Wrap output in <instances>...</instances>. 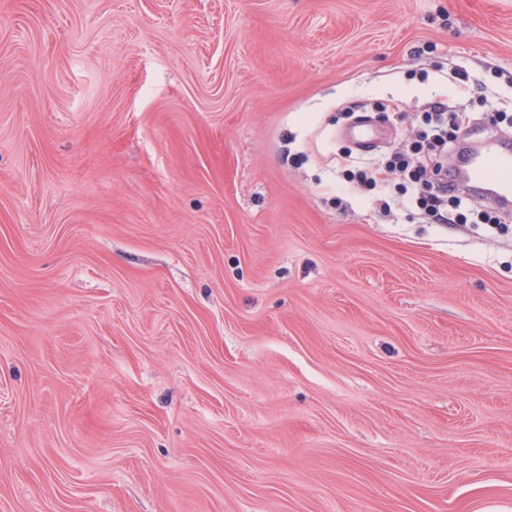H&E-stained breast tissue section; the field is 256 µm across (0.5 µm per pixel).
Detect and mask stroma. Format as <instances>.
<instances>
[{
    "label": "stroma",
    "mask_w": 512,
    "mask_h": 512,
    "mask_svg": "<svg viewBox=\"0 0 512 512\" xmlns=\"http://www.w3.org/2000/svg\"><path fill=\"white\" fill-rule=\"evenodd\" d=\"M434 101L512 0H0V512H512V218L337 163Z\"/></svg>",
    "instance_id": "1"
}]
</instances>
